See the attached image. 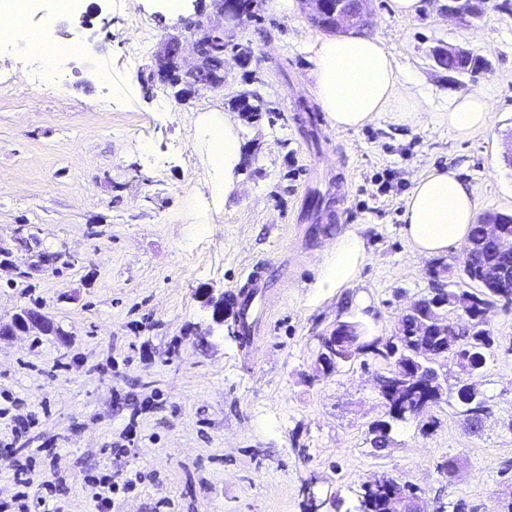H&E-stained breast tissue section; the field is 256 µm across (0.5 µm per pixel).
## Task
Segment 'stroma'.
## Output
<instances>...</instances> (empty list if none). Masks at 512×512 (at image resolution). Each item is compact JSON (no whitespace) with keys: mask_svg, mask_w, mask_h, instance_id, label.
Returning <instances> with one entry per match:
<instances>
[{"mask_svg":"<svg viewBox=\"0 0 512 512\" xmlns=\"http://www.w3.org/2000/svg\"><path fill=\"white\" fill-rule=\"evenodd\" d=\"M421 0L397 16L370 0L368 37L380 39L429 111L482 91L489 125L467 140L427 121L401 127L381 116L358 130L333 127L317 109L309 48L322 29L293 8L261 0L256 20L231 37L252 60L226 54L223 86L187 91L153 80L162 44L215 19L213 0H81L87 25L54 13V0L23 16L59 46L80 44L46 87L39 56L0 35V324L39 309L54 332L0 337V512H304V486L340 497L324 512H356L363 482L393 476L415 487L425 512H502L512 500V305L498 306V340L472 378L492 410L470 433L459 375L432 424H396L384 449L371 426L384 416L375 390L384 366L360 355L323 374L321 339L337 322L367 338L396 332L408 303L426 294L433 257L412 255L401 219L412 180L433 166L459 169L479 211L512 214V0H490L464 27ZM151 39L137 63L124 57L132 18ZM465 44L485 60L476 76L435 65L439 45ZM259 93V116L234 110ZM317 110L315 126L298 108ZM230 115L242 146L238 182L224 192L205 128ZM328 194L319 216L306 200ZM359 234L368 258L346 288L317 287L326 248ZM56 253L45 265L40 256ZM270 264L272 314L254 342L235 337L237 287ZM224 293V324H211L203 291ZM455 457L454 474L440 464ZM25 468L24 482L13 475ZM112 479V504L93 494ZM134 488H127L128 479Z\"/></svg>","mask_w":512,"mask_h":512,"instance_id":"obj_1","label":"stroma"}]
</instances>
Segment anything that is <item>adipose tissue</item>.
<instances>
[{"mask_svg": "<svg viewBox=\"0 0 512 512\" xmlns=\"http://www.w3.org/2000/svg\"><path fill=\"white\" fill-rule=\"evenodd\" d=\"M316 96L332 126L359 129L389 115L399 125L416 127L427 118L448 126L466 140L488 126L492 103L480 92L456 96L447 111L428 113L411 90V81L375 38L348 35L323 37L311 46ZM207 134L215 158L224 161V190L232 192L241 155L232 120L211 125ZM478 204L458 170L442 166L415 178L402 220L403 236L413 253L429 256L465 242L476 221ZM367 258L364 241L355 233L339 236L321 265L318 287L340 289L351 284Z\"/></svg>", "mask_w": 512, "mask_h": 512, "instance_id": "1", "label": "adipose tissue"}]
</instances>
